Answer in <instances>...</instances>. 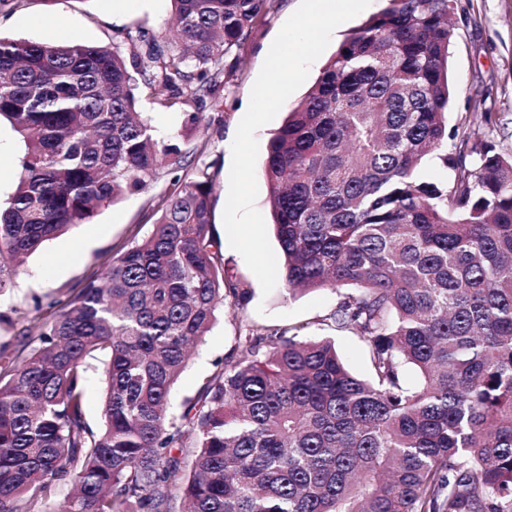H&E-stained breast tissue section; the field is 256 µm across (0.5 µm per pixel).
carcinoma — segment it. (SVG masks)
<instances>
[{
    "label": "carcinoma",
    "mask_w": 512,
    "mask_h": 512,
    "mask_svg": "<svg viewBox=\"0 0 512 512\" xmlns=\"http://www.w3.org/2000/svg\"><path fill=\"white\" fill-rule=\"evenodd\" d=\"M172 2V33H125L127 56L0 37V119L23 148L0 205V290L44 242L188 164L140 95L196 132L266 0ZM387 2L289 111L263 168L285 289H354L333 320L367 343L372 377L329 339L246 328L168 418L192 347L239 295L212 178L176 177L146 238L0 347V512H170L177 497L183 512H512V156L448 131L453 0ZM430 157L451 182L421 174ZM91 360L106 374L96 430ZM105 395L104 365L93 361L88 371V381L84 396V411L89 423L98 427L103 420Z\"/></svg>",
    "instance_id": "carcinoma-1"
}]
</instances>
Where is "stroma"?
<instances>
[{
    "mask_svg": "<svg viewBox=\"0 0 512 512\" xmlns=\"http://www.w3.org/2000/svg\"><path fill=\"white\" fill-rule=\"evenodd\" d=\"M300 0H266L246 40L228 58L223 104L205 108L207 129L186 142L190 163L183 178L207 169L214 182L213 232L222 244L224 275L237 281L247 298L241 304L225 302L217 320L202 338L170 394L173 413H180L202 380L216 371L232 350L241 329L258 326L270 332H288L305 325L306 336L333 337L336 349L354 375H371L367 344L352 332L336 329L332 316L343 290L319 289L295 296L283 284L263 294L243 257L228 242L223 211L229 191L231 144L250 101L253 84L269 48ZM455 38L450 48L453 94L448 105V127L470 133L472 139L491 141L497 152L512 155V0H454ZM171 0H0V36L8 39L65 43L73 39L129 53L123 35L144 30L161 37L168 33ZM491 123H484L483 113ZM21 146L8 122L0 123V201L15 189ZM173 175L160 169L146 190L124 196L102 209L89 223L49 240L26 260L22 272L0 294V345H14L23 323L21 314L48 313L53 297L99 275L113 255L148 235L152 217Z\"/></svg>",
    "mask_w": 512,
    "mask_h": 512,
    "instance_id": "1",
    "label": "stroma"
}]
</instances>
